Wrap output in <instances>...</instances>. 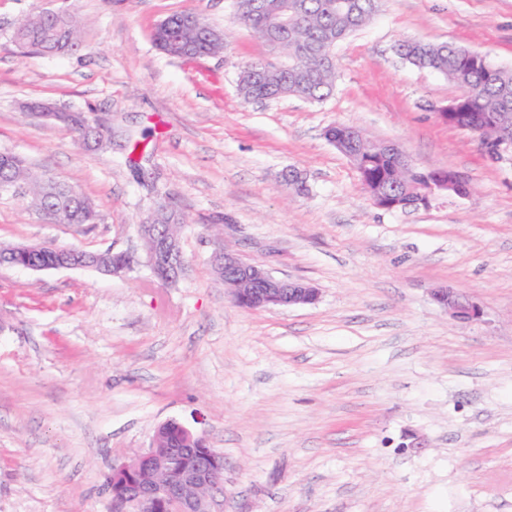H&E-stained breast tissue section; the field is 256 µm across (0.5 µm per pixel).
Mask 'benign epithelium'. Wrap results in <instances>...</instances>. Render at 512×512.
<instances>
[{
    "instance_id": "benign-epithelium-1",
    "label": "benign epithelium",
    "mask_w": 512,
    "mask_h": 512,
    "mask_svg": "<svg viewBox=\"0 0 512 512\" xmlns=\"http://www.w3.org/2000/svg\"><path fill=\"white\" fill-rule=\"evenodd\" d=\"M465 98L463 94L445 105L434 107L435 114L446 124L471 133L491 159H511L512 133L502 132L489 138L486 127L464 123L459 108ZM34 116L48 122H80L97 130L102 128L84 113L60 112L50 105L39 107ZM357 135V129L344 125L336 126L334 132L325 131L326 138L338 148ZM443 191L465 196L468 183L456 171L441 170L424 175V182L402 191L381 187L374 192L373 199L385 209L417 208ZM171 209L173 206L167 201L158 203L138 228L146 262L153 276L166 284L177 282L186 270L179 237L158 233L159 215ZM43 249L42 243L9 247L15 256L14 264L32 271L94 269L105 275L118 276L138 262L137 257L120 251L112 253V267H103L94 262V254L79 253L69 247L57 249L54 258L43 264L25 260L26 255ZM211 262L223 275L224 286L228 287L233 302L249 310L304 306L318 299V292L312 286L301 281L278 279L262 267L227 251L218 241ZM432 298L462 322L476 321L482 316L476 303L452 288H439L432 293ZM179 427L181 433L176 440L170 434L168 422L161 423L148 448L112 468L106 477L112 512H216L211 492L223 481L224 456L211 448L204 436L182 423Z\"/></svg>"
}]
</instances>
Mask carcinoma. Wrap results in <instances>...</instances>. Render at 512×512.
<instances>
[{"label":"carcinoma","instance_id":"obj_1","mask_svg":"<svg viewBox=\"0 0 512 512\" xmlns=\"http://www.w3.org/2000/svg\"><path fill=\"white\" fill-rule=\"evenodd\" d=\"M382 0H234V22L263 38V30L281 18L283 8L298 20L288 22V34L281 51L288 65L270 64L259 77L249 72L240 76L239 90L243 100H274L297 96L310 102H321L332 92L336 80V64L328 60L336 45L367 25L381 10ZM181 16H169L154 33L155 45L173 58L192 60L214 55L224 49L225 34L203 17L192 24H179ZM14 42L45 56L75 52L80 36L74 15L65 10L51 14L43 11L23 20L14 30ZM405 44L404 55L412 65L440 73L453 83L469 86L467 111L475 117L495 119L512 128V69L488 62L492 73L470 65L466 49L451 44L420 40ZM347 151L356 155L355 166L362 185L376 188L393 184L396 156L372 148L362 138ZM9 169L31 197L34 206L43 211L60 205L52 217L56 224H93L97 212L92 202L74 186L51 178H38L31 172L27 157L5 152Z\"/></svg>","mask_w":512,"mask_h":512}]
</instances>
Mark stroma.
Returning a JSON list of instances; mask_svg holds the SVG:
<instances>
[{
    "instance_id": "stroma-1",
    "label": "stroma",
    "mask_w": 512,
    "mask_h": 512,
    "mask_svg": "<svg viewBox=\"0 0 512 512\" xmlns=\"http://www.w3.org/2000/svg\"><path fill=\"white\" fill-rule=\"evenodd\" d=\"M65 8L72 54L23 53L15 25ZM227 30L183 61L152 42L179 11ZM402 39L449 42L512 68V0H384L339 43L332 95L243 103L265 44L232 0H0V151L75 186L99 220L54 224L0 192V246L52 241L141 254L137 226L171 200L185 277L0 265V512H111L104 479L177 419L224 456L219 512H512V160H490L435 106L459 85L401 59ZM86 113L110 144L29 116ZM334 123L400 143L422 169L463 174L466 197L387 210L329 143ZM294 170L305 191L287 185ZM226 247L319 292L245 310L216 277ZM478 303L461 322L436 288Z\"/></svg>"
}]
</instances>
